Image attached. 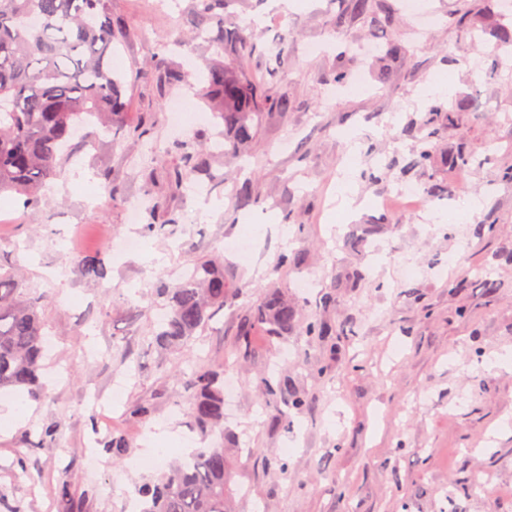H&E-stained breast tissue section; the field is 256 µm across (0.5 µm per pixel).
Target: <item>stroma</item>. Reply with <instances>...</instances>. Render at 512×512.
<instances>
[{
    "label": "stroma",
    "instance_id": "stroma-1",
    "mask_svg": "<svg viewBox=\"0 0 512 512\" xmlns=\"http://www.w3.org/2000/svg\"><path fill=\"white\" fill-rule=\"evenodd\" d=\"M112 0L127 24L113 57L124 76L127 109L45 190L50 203L29 215L15 205L0 215V267H23L44 301L40 309L51 340L43 361V388L30 399L24 425L0 418V512H128L127 498L143 480L167 469L168 459L141 469L155 436L172 434L174 452L192 435L189 393L181 379L197 361L223 370L235 399L224 407V451L234 467L236 512H512V61L499 77L480 78L495 43L459 40L448 27L457 0H425L436 17L425 36L421 22L377 31L358 21L335 31L326 19L337 0H298L283 10L276 0H236L240 24H254L260 55L248 63L253 80L288 93V113L270 112L252 157L240 175L261 197L243 208L234 184L186 196L169 195L168 155L146 184L140 168L144 145L126 129L147 124L167 139L165 106L156 76L164 64L189 74L201 51L176 47L159 59L152 43L172 41L173 21L188 0ZM395 42L399 55L384 63L357 53L362 44ZM323 47L307 52L310 43ZM285 50L287 72L274 74ZM360 70L366 86L337 90L323 82L339 66ZM436 74L451 77L448 104L466 100L453 126L435 141L434 171L448 187L434 210L449 214L436 224L421 211L384 209L378 197L398 185L421 186L407 171L420 121L431 100L424 85ZM475 159L448 165L457 148ZM386 169L373 183L363 174ZM118 187L127 201L153 195L180 216L175 238L149 236L128 221L125 205H86L93 189ZM356 194L352 212L336 197ZM479 201L457 217L458 204ZM373 232L360 249L348 238ZM250 232L253 253L233 244ZM128 236L140 251L119 258L113 244ZM103 253L105 279H85L77 257ZM224 255V269L240 289L217 310L189 350L157 346L151 332L164 300L160 283L174 282L192 258ZM302 253L298 269L274 275L282 253ZM498 286L480 288L482 275ZM317 286L300 292L298 278ZM284 291L301 319L315 317L333 330L319 340L295 328L280 337L255 330L247 362L236 360L239 318L247 305ZM336 300L324 305L322 297ZM288 378L304 405L269 395L266 379ZM120 396H113L115 384ZM152 406L148 419L130 417L133 404ZM124 435L129 454L113 460L103 444ZM488 474L490 491L472 485ZM69 481L71 505L51 492Z\"/></svg>",
    "mask_w": 512,
    "mask_h": 512
}]
</instances>
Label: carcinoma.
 <instances>
[{
  "label": "carcinoma",
  "instance_id": "1",
  "mask_svg": "<svg viewBox=\"0 0 512 512\" xmlns=\"http://www.w3.org/2000/svg\"><path fill=\"white\" fill-rule=\"evenodd\" d=\"M187 14L177 18V28L194 40H202L211 60L202 78L201 96L211 107L218 135L224 138L227 161L249 152L266 111L290 110L288 94L259 86L245 64L259 53L248 28L227 21L225 5L232 0H191ZM342 6L328 20L334 30L362 19L384 29L397 20L391 8L376 0H341ZM112 0H0V193L24 196V208L38 212L45 204L41 195L70 160L87 147L94 133L78 136L92 118L107 129L124 109L122 80L112 70V48L124 36V23L112 16ZM452 30L462 40L475 42L483 28H491L498 49L512 57V25L495 22L494 16L477 13L468 4L454 14ZM165 88L186 83L185 74L169 67L159 74ZM440 127L429 119L422 123L412 158L404 171L418 170L427 176L422 192L430 200L445 196V183L433 172L434 140ZM160 147L153 159L173 151L178 163L169 171L170 193L182 195L193 184L209 190L224 184L213 172L211 148L195 138ZM242 207L257 206L249 182L236 185ZM180 223L179 215L165 203L152 207L146 225L149 233H164ZM83 275L104 279L108 268L100 252L77 258ZM165 298L167 317L154 332L156 343L179 350L208 327L213 313L238 294L224 274V266L210 257L189 263L169 287L158 289ZM43 297L31 292L17 271L0 273V389H25L36 397L42 388L44 358L43 323L38 311ZM309 336L324 338L328 327L311 318L300 323L294 304L276 292L249 308L238 337V358H244L255 329L280 336L298 325ZM190 391L189 418L198 432L199 446L176 459L157 480L138 488L142 512H235L230 486L232 464L224 446L209 437L224 423V375L200 363L184 380ZM272 395L290 394L299 408L303 399L288 380L268 385ZM104 448L117 460L129 448L125 437L114 435Z\"/></svg>",
  "mask_w": 512,
  "mask_h": 512
}]
</instances>
